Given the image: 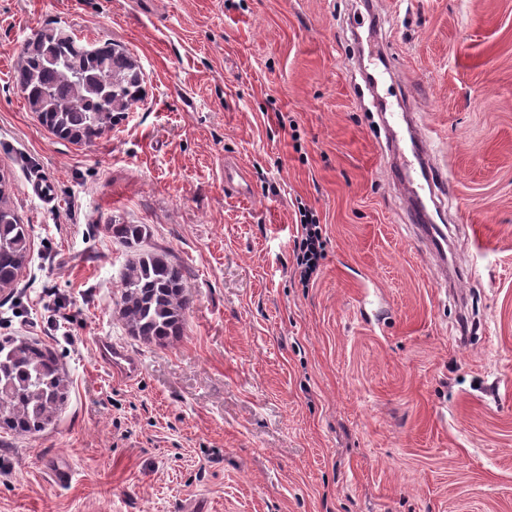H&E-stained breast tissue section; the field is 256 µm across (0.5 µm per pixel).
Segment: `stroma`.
<instances>
[{"instance_id": "35a3bbf8", "label": "stroma", "mask_w": 512, "mask_h": 512, "mask_svg": "<svg viewBox=\"0 0 512 512\" xmlns=\"http://www.w3.org/2000/svg\"><path fill=\"white\" fill-rule=\"evenodd\" d=\"M48 27L141 67L108 135L54 136L14 83ZM407 111L453 191L421 193L444 287L382 150ZM0 168L32 229L0 338L69 384L44 432L0 434V512H512V0H0ZM302 204L328 238L306 288ZM115 219L183 267L181 336L120 319ZM418 235H420L422 238H424L431 249V251H434L441 262V275L444 277L445 281L447 279V267H446V261L447 256L445 252V248L443 245L442 240L445 242V240L441 237V228L437 224H414L413 225ZM98 356L112 372L128 381H134L139 375V365L124 351L112 347V343L101 341L98 344Z\"/></svg>"}]
</instances>
